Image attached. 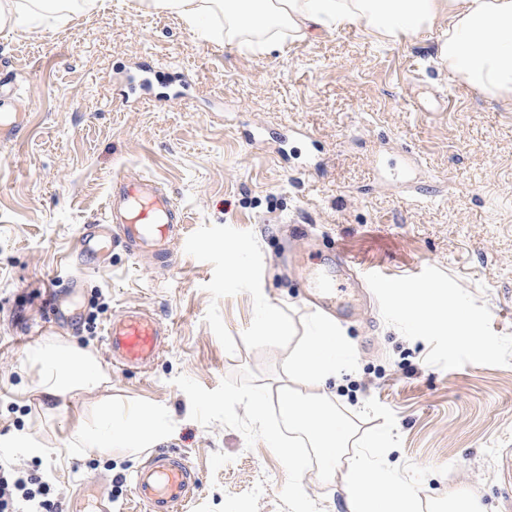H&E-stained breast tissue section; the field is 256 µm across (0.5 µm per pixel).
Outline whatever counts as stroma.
Wrapping results in <instances>:
<instances>
[{"label":"stroma","instance_id":"1","mask_svg":"<svg viewBox=\"0 0 512 512\" xmlns=\"http://www.w3.org/2000/svg\"><path fill=\"white\" fill-rule=\"evenodd\" d=\"M445 26L397 42L329 26L262 53L225 46L222 14L192 28L105 0L0 30V116L27 114L0 138V453L44 474L64 506L99 482L112 512H144L131 481L167 449L201 478L190 512H346L342 479L326 480L276 405L289 355L326 316L307 281L341 250L359 293L336 321L345 347L326 388L352 428L348 454L388 471L417 512L452 493L512 512V103L438 63ZM124 174L157 180L182 209L173 266L118 243L106 264L74 265ZM73 276L81 323L52 327L49 290ZM423 288L462 322L426 327L397 309ZM272 305L290 335L263 327ZM133 306L169 334L146 370L110 369L112 410L152 411L163 431L108 457L78 452L76 431L103 425L97 397L46 400L32 356L62 341L107 362L105 328ZM381 430L388 447L369 448Z\"/></svg>","mask_w":512,"mask_h":512}]
</instances>
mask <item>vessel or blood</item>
Here are the masks:
<instances>
[{"instance_id": "obj_1", "label": "vessel or blood", "mask_w": 512, "mask_h": 512, "mask_svg": "<svg viewBox=\"0 0 512 512\" xmlns=\"http://www.w3.org/2000/svg\"><path fill=\"white\" fill-rule=\"evenodd\" d=\"M185 234L184 215L170 195L152 179L124 176L109 188L103 221L83 225L78 238V257L83 264L105 262L113 241L130 253L151 252L163 266L173 263L170 246ZM75 286L53 290L51 321H76ZM167 330L153 315L129 307L114 317L105 329L108 358L113 365L145 368L164 347ZM199 487L196 470L170 452H155L132 479V495L148 512H184ZM109 498L97 485L88 486L84 496L69 512H108Z\"/></svg>"}]
</instances>
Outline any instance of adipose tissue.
<instances>
[{"instance_id":"obj_1","label":"adipose tissue","mask_w":512,"mask_h":512,"mask_svg":"<svg viewBox=\"0 0 512 512\" xmlns=\"http://www.w3.org/2000/svg\"><path fill=\"white\" fill-rule=\"evenodd\" d=\"M193 24L206 13L224 14V42L238 46L243 36H257L259 51L281 46L280 33L304 38L331 24L356 26L390 40L419 36L431 30L438 17L448 27L437 41L442 65L471 88L493 99L512 100V0H142ZM340 338L335 326L317 323L305 341L288 357L290 385L278 400L281 417L311 434L316 447L330 459H344L347 512H416V502L401 486L364 455L344 456L351 438L347 424L326 403L324 382L334 372L331 356ZM39 389L47 398L73 392H94L109 376L92 352L51 345L39 350ZM105 432H77L76 450L108 456L113 444L128 448L147 444L159 435L157 418L140 412L120 419L112 416L111 397L99 401Z\"/></svg>"}]
</instances>
